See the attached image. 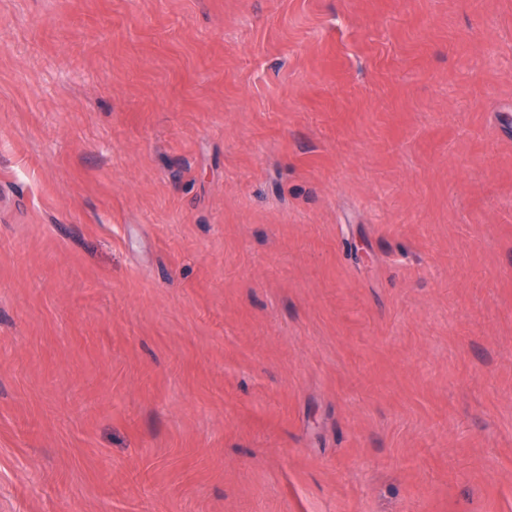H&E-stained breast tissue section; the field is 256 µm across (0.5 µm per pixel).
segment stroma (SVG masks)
<instances>
[{
  "label": "stroma",
  "mask_w": 512,
  "mask_h": 512,
  "mask_svg": "<svg viewBox=\"0 0 512 512\" xmlns=\"http://www.w3.org/2000/svg\"><path fill=\"white\" fill-rule=\"evenodd\" d=\"M0 512H512V0H0Z\"/></svg>",
  "instance_id": "stroma-1"
}]
</instances>
